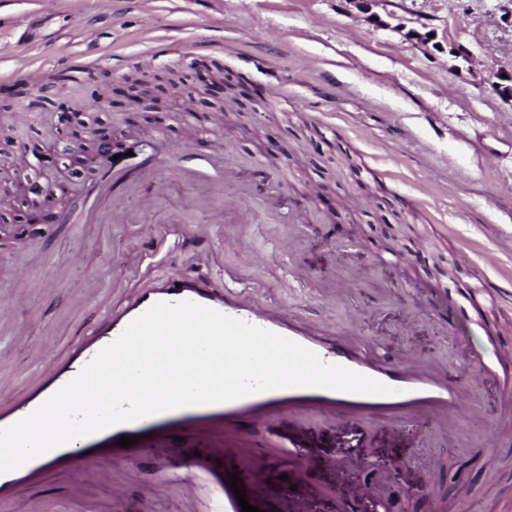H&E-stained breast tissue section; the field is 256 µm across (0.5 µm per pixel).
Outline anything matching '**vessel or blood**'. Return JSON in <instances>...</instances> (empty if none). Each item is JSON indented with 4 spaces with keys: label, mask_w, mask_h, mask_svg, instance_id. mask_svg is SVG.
<instances>
[{
    "label": "vessel or blood",
    "mask_w": 512,
    "mask_h": 512,
    "mask_svg": "<svg viewBox=\"0 0 512 512\" xmlns=\"http://www.w3.org/2000/svg\"><path fill=\"white\" fill-rule=\"evenodd\" d=\"M182 300L199 303L294 340L316 352L323 361L367 375L390 386L392 392L388 395H370L290 387L255 393L225 403L182 408L137 422L115 425L76 439L17 470L0 474V500L7 498L9 492L26 476L41 475L56 469H83L90 450L94 448L100 449L104 459L129 461L128 449L119 445L120 437L147 432L168 422L195 420L204 429L223 431L225 439L234 440L242 448L246 440L233 427L234 420L242 415L250 416L255 423L261 424L285 411L303 413L316 410L336 418L369 413L412 420L422 425L447 416L456 404L457 394L449 388L447 380L440 372L426 369L413 353H401L390 363L370 361L356 352L361 344L359 338L344 336L333 340L321 339L319 333L297 316L289 314L287 308L274 312L262 300H228L217 296L208 285L188 287L180 284L178 277L174 276L164 287L141 294L134 304L120 314L101 320L93 330L91 343L80 346L55 373L49 376L31 373L27 380L28 395L13 402L8 409H0V427L12 425L38 408L154 303Z\"/></svg>",
    "instance_id": "obj_1"
}]
</instances>
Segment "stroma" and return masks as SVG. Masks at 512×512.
I'll list each match as a JSON object with an SVG mask.
<instances>
[{
  "instance_id": "1",
  "label": "stroma",
  "mask_w": 512,
  "mask_h": 512,
  "mask_svg": "<svg viewBox=\"0 0 512 512\" xmlns=\"http://www.w3.org/2000/svg\"><path fill=\"white\" fill-rule=\"evenodd\" d=\"M99 53L107 59L83 86L62 81L73 57ZM138 66L180 72L186 93L163 82L165 111L138 109L123 80ZM105 72L114 106L82 119L86 136L105 129L120 144L107 166L123 178L113 190L123 221L82 217L97 164L78 177L49 172L69 224L16 225L32 165L0 195V298L21 289L15 264L44 283L21 306L29 335L0 332L6 395L23 394L28 368L51 372L104 316L178 275L358 333L376 360L414 352L482 414L449 415L444 428L317 411L258 428L243 419L247 461L176 426L144 440L138 477L107 460L85 475L57 470L0 512H221L211 476L231 472L260 512H337L366 485L373 495L352 512L392 500L397 512H512V447L483 445L512 415V371H479L512 349V97L492 88L512 74V0H87L83 12L51 14L0 0V157L51 149L58 106L87 101ZM223 74L245 85L228 114L205 91ZM171 144L228 158L233 178H183ZM150 165L155 181H140ZM145 195L152 211L136 205ZM293 225L302 244L288 257L276 241ZM242 235L256 260L239 256ZM194 457L203 473L191 494L174 484L151 494ZM254 465L262 480L249 477Z\"/></svg>"
}]
</instances>
